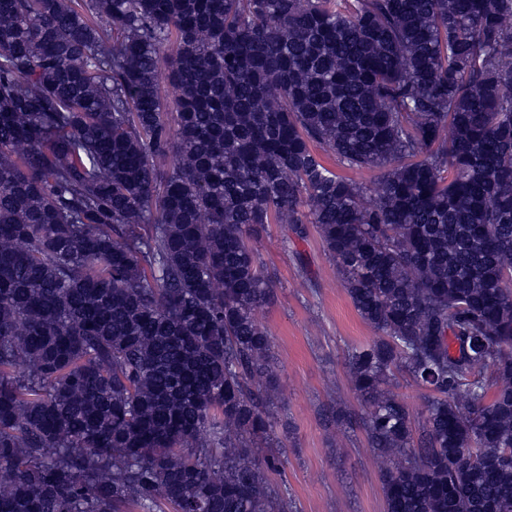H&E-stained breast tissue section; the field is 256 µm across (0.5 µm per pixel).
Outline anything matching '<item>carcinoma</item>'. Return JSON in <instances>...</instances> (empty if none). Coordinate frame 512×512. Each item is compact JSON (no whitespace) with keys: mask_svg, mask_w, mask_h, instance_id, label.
I'll list each match as a JSON object with an SVG mask.
<instances>
[{"mask_svg":"<svg viewBox=\"0 0 512 512\" xmlns=\"http://www.w3.org/2000/svg\"><path fill=\"white\" fill-rule=\"evenodd\" d=\"M266 224L378 333L385 512H512V0H0V512H285Z\"/></svg>","mask_w":512,"mask_h":512,"instance_id":"carcinoma-1","label":"carcinoma"}]
</instances>
